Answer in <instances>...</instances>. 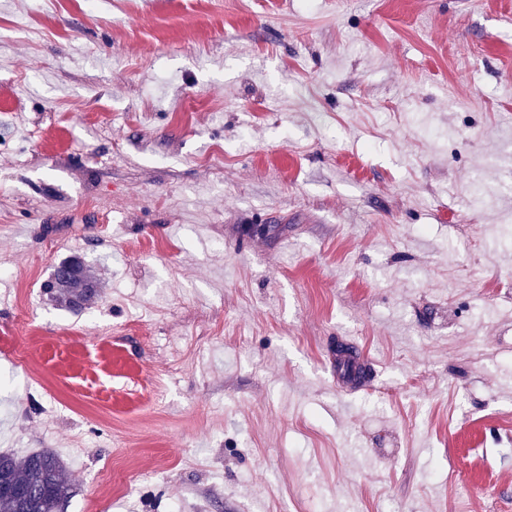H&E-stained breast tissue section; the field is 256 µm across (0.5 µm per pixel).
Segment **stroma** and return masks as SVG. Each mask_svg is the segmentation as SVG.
I'll return each instance as SVG.
<instances>
[{"mask_svg":"<svg viewBox=\"0 0 512 512\" xmlns=\"http://www.w3.org/2000/svg\"><path fill=\"white\" fill-rule=\"evenodd\" d=\"M40 448L64 512H512V0H0V450ZM81 266L84 272V280L77 281L67 279L64 275H60L56 268L50 279L45 284V290L52 295V298L64 305L66 308L78 312L97 295V283L88 273L83 261Z\"/></svg>","mask_w":512,"mask_h":512,"instance_id":"stroma-1","label":"stroma"}]
</instances>
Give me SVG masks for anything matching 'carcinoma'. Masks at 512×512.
Masks as SVG:
<instances>
[{
  "instance_id": "carcinoma-1",
  "label": "carcinoma",
  "mask_w": 512,
  "mask_h": 512,
  "mask_svg": "<svg viewBox=\"0 0 512 512\" xmlns=\"http://www.w3.org/2000/svg\"><path fill=\"white\" fill-rule=\"evenodd\" d=\"M45 290L56 302L78 312L97 295V283L87 272L84 280L77 281L55 269ZM71 494L65 463L52 450L24 456L0 452V512H62Z\"/></svg>"
}]
</instances>
